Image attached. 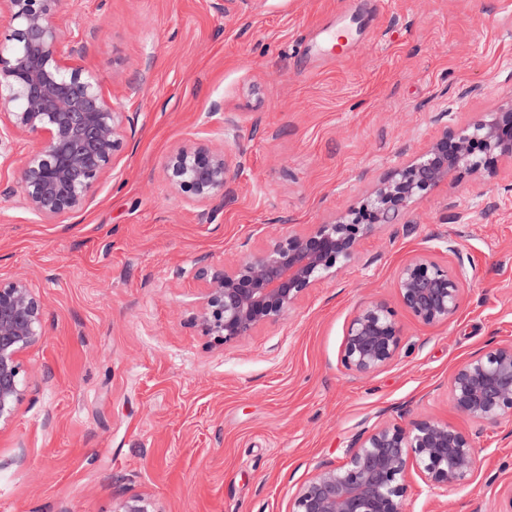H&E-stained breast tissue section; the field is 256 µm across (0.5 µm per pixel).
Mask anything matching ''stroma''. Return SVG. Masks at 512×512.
<instances>
[{"label": "stroma", "mask_w": 512, "mask_h": 512, "mask_svg": "<svg viewBox=\"0 0 512 512\" xmlns=\"http://www.w3.org/2000/svg\"><path fill=\"white\" fill-rule=\"evenodd\" d=\"M75 58L135 118L117 176L56 224L0 176V273L25 278L46 338L0 427V512H288L296 491L381 421L454 419L448 376L512 339V159L462 174L381 226L287 320L223 343L191 319L202 269L356 206L444 127L512 101V0H67ZM233 112L243 166L209 224L163 166ZM237 141V142H240ZM236 141L225 138L229 153ZM455 242L475 270L464 308L426 326L399 312L398 360L340 364L355 311L397 305L395 273ZM475 479L408 490V512H497L512 481V418L480 432Z\"/></svg>", "instance_id": "stroma-1"}]
</instances>
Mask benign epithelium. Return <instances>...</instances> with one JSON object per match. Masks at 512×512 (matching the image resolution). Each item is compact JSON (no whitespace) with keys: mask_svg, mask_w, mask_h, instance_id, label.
I'll return each mask as SVG.
<instances>
[{"mask_svg":"<svg viewBox=\"0 0 512 512\" xmlns=\"http://www.w3.org/2000/svg\"><path fill=\"white\" fill-rule=\"evenodd\" d=\"M64 0H0L13 23L0 39V172L12 144L37 138L17 177L25 208L43 224L81 211L115 174L133 119L86 66L74 60L61 26ZM512 158V102L479 120L445 128L413 160L389 171L359 205L301 233L273 236L231 266L203 270L202 309L192 323L230 343L284 320L310 288L353 262L361 242L397 223L448 179L492 172ZM238 164L224 140L203 137L179 147L164 167L169 185L212 221L231 192ZM470 273L463 260L443 263L422 250L397 270L400 306L424 325L446 323L463 308ZM46 336L45 307L28 281L0 276V425L24 396V354ZM402 329L383 300L360 307L345 333L340 364L372 376L398 357ZM448 401L464 421L484 429L512 416V340L488 345L448 377ZM473 435L447 419L384 422L361 432L345 460L325 465L292 498L289 512H406L411 480L446 496L470 484L480 453ZM131 495L114 512H151Z\"/></svg>","mask_w":512,"mask_h":512,"instance_id":"obj_1","label":"benign epithelium"}]
</instances>
